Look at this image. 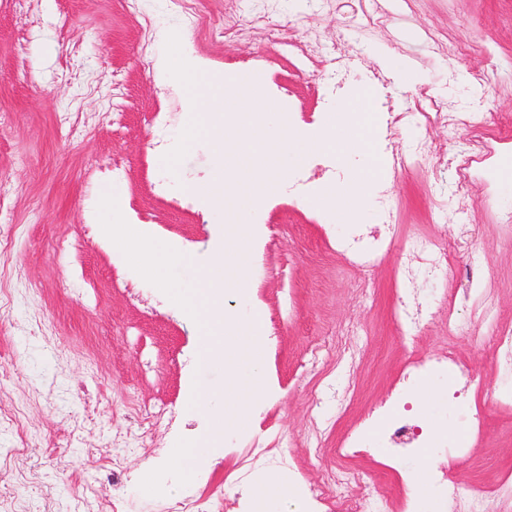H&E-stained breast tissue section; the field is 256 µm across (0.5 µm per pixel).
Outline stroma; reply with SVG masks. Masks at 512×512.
<instances>
[{
	"instance_id": "stroma-1",
	"label": "stroma",
	"mask_w": 512,
	"mask_h": 512,
	"mask_svg": "<svg viewBox=\"0 0 512 512\" xmlns=\"http://www.w3.org/2000/svg\"><path fill=\"white\" fill-rule=\"evenodd\" d=\"M225 2L206 0L189 26L172 0H138L133 9L127 0H33L34 21L23 26L13 0H0V111L14 115L12 126L0 130V215L16 226L13 247L0 252V286L10 290L0 301L6 324L0 333V461L19 477L0 498V512H97L115 499L124 512H166L189 489L222 499L223 512H238L239 499L250 498L265 478L307 486L339 466L337 440L388 398L405 363L445 347L477 379L466 406L479 413L482 429L469 435L466 461L449 464L428 448L399 459L398 469L426 483L450 468L463 492L512 479V409L491 400L512 379L498 367L489 329L469 306L452 310L444 299L465 288L471 269L500 319L512 320V237L498 219L512 211V198L499 197L492 183L497 172L512 178V138L496 130L512 120V0H236L251 24L214 42L206 31L223 20ZM267 20L318 46L320 55L305 61L273 45ZM170 24L226 77L261 73L295 126L309 134L320 133L331 107L308 73L326 68V51L339 41L356 72L385 76L388 89H368L374 104L391 90L401 110L480 111L493 128L489 163L471 175L475 206L467 213L454 206L459 176L453 165L386 170L377 187L394 207L395 243L372 267L348 266L337 253L333 211L312 209L284 189L253 210L249 287L225 294L224 312L240 323L259 319L267 392L253 405L248 427L228 425L223 445L207 449L188 486L168 479L165 494L154 496L140 489L139 479L164 464L179 439L208 435L210 415L192 398L195 389L223 385L224 367L201 364L198 323L108 249L100 233L85 236L84 227L96 224L99 204L89 174L116 158L125 167L117 186L130 217L191 256L192 267L179 270L183 281L224 247L218 214L183 192L217 163L207 136L168 175L147 122L150 113H169V149L186 124L181 97L154 74ZM458 39L471 46L462 58L448 54L449 42ZM404 70L415 73V83L401 79ZM116 72L124 103L111 122L103 113L113 103ZM68 121L93 130L66 139L60 126ZM468 140L462 126L410 123L393 146L405 154L436 141L453 155ZM416 235L450 242L447 279L418 275L399 283L402 244ZM61 239L81 241L80 252L57 253ZM402 285L430 314L411 343L399 337L395 321ZM317 343L319 362L303 373ZM329 387L352 390L346 412L328 401L315 403ZM129 397L173 412L172 421L153 426L152 447L133 442L141 429L121 407ZM316 428L322 439L314 446ZM257 438L267 451L253 460L251 478L240 479L242 455ZM116 439L129 441V448L116 451ZM116 459L135 482H112Z\"/></svg>"
}]
</instances>
